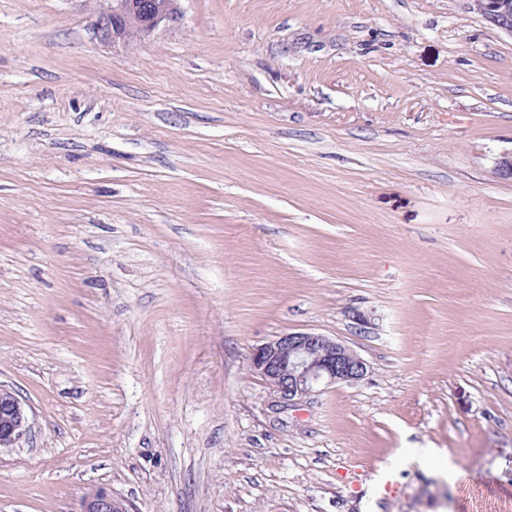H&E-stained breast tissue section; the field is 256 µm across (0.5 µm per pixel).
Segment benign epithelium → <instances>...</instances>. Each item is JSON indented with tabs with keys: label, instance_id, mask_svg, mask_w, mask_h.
I'll return each mask as SVG.
<instances>
[{
	"label": "benign epithelium",
	"instance_id": "7a95c632",
	"mask_svg": "<svg viewBox=\"0 0 512 512\" xmlns=\"http://www.w3.org/2000/svg\"><path fill=\"white\" fill-rule=\"evenodd\" d=\"M180 0H108L97 13L100 39L129 45L181 20ZM474 9L496 28L512 34V0H473ZM495 172L512 179V150L495 159ZM250 370L261 376L278 398L294 404L336 384L363 380L366 361L344 343L315 332H290L251 349ZM30 431L23 402L0 388V447L11 448ZM79 512H130L125 500L99 487L82 497Z\"/></svg>",
	"mask_w": 512,
	"mask_h": 512
}]
</instances>
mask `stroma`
Returning a JSON list of instances; mask_svg holds the SVG:
<instances>
[{
	"label": "stroma",
	"mask_w": 512,
	"mask_h": 512,
	"mask_svg": "<svg viewBox=\"0 0 512 512\" xmlns=\"http://www.w3.org/2000/svg\"><path fill=\"white\" fill-rule=\"evenodd\" d=\"M98 9L0 0V512H512V35L181 0L126 47ZM297 331L367 377L282 403L247 357ZM30 431L23 402L11 390L0 388V447L11 448ZM125 500L112 495V491L99 487L82 497L78 512H130Z\"/></svg>",
	"instance_id": "1"
}]
</instances>
